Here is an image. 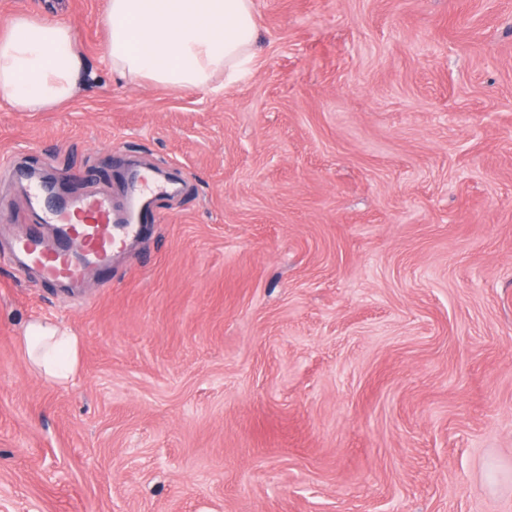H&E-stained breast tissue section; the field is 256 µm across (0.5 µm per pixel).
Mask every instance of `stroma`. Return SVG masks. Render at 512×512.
<instances>
[{"label":"stroma","mask_w":512,"mask_h":512,"mask_svg":"<svg viewBox=\"0 0 512 512\" xmlns=\"http://www.w3.org/2000/svg\"><path fill=\"white\" fill-rule=\"evenodd\" d=\"M0 101V512H512V0H255L221 93L113 75ZM176 179L110 265L19 275L28 191L124 203ZM35 319L80 338L37 376ZM22 341L27 360L46 380L66 385L78 372L79 337L60 324L43 319L30 321Z\"/></svg>","instance_id":"1"}]
</instances>
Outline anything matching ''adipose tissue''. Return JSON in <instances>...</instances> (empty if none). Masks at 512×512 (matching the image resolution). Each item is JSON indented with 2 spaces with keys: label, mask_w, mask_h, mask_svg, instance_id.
<instances>
[{
  "label": "adipose tissue",
  "mask_w": 512,
  "mask_h": 512,
  "mask_svg": "<svg viewBox=\"0 0 512 512\" xmlns=\"http://www.w3.org/2000/svg\"><path fill=\"white\" fill-rule=\"evenodd\" d=\"M102 56L113 72L165 88L212 90L214 75L233 85L250 69L257 38L254 0H108ZM87 77L69 23L40 14L0 20V100L42 112L72 100ZM22 341L43 378L76 375L78 336L60 324L30 321Z\"/></svg>",
  "instance_id": "obj_1"
}]
</instances>
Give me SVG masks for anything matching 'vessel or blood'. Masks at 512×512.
<instances>
[{
	"label": "vessel or blood",
	"mask_w": 512,
	"mask_h": 512,
	"mask_svg": "<svg viewBox=\"0 0 512 512\" xmlns=\"http://www.w3.org/2000/svg\"><path fill=\"white\" fill-rule=\"evenodd\" d=\"M130 204L115 211L102 197L61 207L49 235L32 232L15 238L12 255L19 271L37 268L68 285L79 282L86 269L107 266L116 247L139 234L151 214L154 189L148 176H134Z\"/></svg>",
	"instance_id": "1"
}]
</instances>
